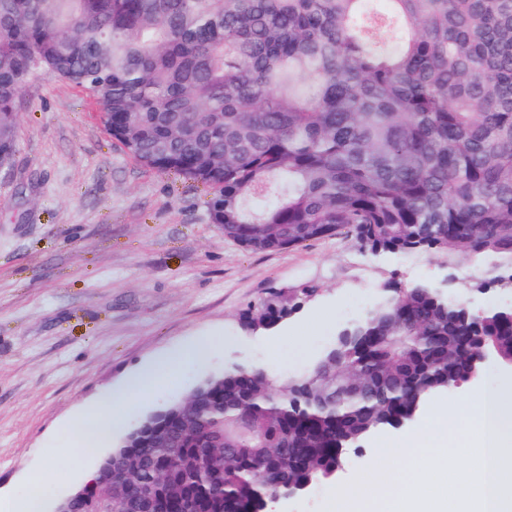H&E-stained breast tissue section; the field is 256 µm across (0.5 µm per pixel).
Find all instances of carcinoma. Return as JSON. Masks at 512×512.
<instances>
[{
    "label": "carcinoma",
    "mask_w": 512,
    "mask_h": 512,
    "mask_svg": "<svg viewBox=\"0 0 512 512\" xmlns=\"http://www.w3.org/2000/svg\"><path fill=\"white\" fill-rule=\"evenodd\" d=\"M42 76L102 106L141 165L210 189L253 251L352 236L365 251L512 257V0H0V165ZM279 380L232 365L159 408L73 512H265L371 433L512 356V309L471 325L428 285ZM314 292L239 313L288 319Z\"/></svg>",
    "instance_id": "obj_1"
}]
</instances>
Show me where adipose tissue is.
Instances as JSON below:
<instances>
[{
  "mask_svg": "<svg viewBox=\"0 0 512 512\" xmlns=\"http://www.w3.org/2000/svg\"><path fill=\"white\" fill-rule=\"evenodd\" d=\"M206 349V343L189 342L177 353L169 356L161 368L141 371L126 387L111 394L98 405L90 424L84 426L85 444L94 445L101 436L110 432L112 426L122 423L142 400L153 396L154 388L160 381L174 380L183 364L200 362Z\"/></svg>",
  "mask_w": 512,
  "mask_h": 512,
  "instance_id": "adipose-tissue-1",
  "label": "adipose tissue"
}]
</instances>
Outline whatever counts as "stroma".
Returning a JSON list of instances; mask_svg holds the SVG:
<instances>
[{
  "instance_id": "35a3bbf8",
  "label": "stroma",
  "mask_w": 512,
  "mask_h": 512,
  "mask_svg": "<svg viewBox=\"0 0 512 512\" xmlns=\"http://www.w3.org/2000/svg\"><path fill=\"white\" fill-rule=\"evenodd\" d=\"M16 110L17 150L0 168V500L24 498L29 476L56 456L69 478L45 485L41 512H54L136 423L228 365L306 372L342 327L384 303L389 282H428L476 312L512 307V258L371 254L343 235L252 252L210 222L207 187L137 163L80 88L34 81ZM304 284L315 292L285 322L243 334L240 310ZM215 335L221 343L202 363L159 386L96 453L65 449L66 425L185 343ZM511 383L512 366L488 360L416 420L360 441L336 480L269 501L266 512H328L349 506L362 479L399 483L411 463H382V446L424 430L435 408L457 410Z\"/></svg>"
}]
</instances>
